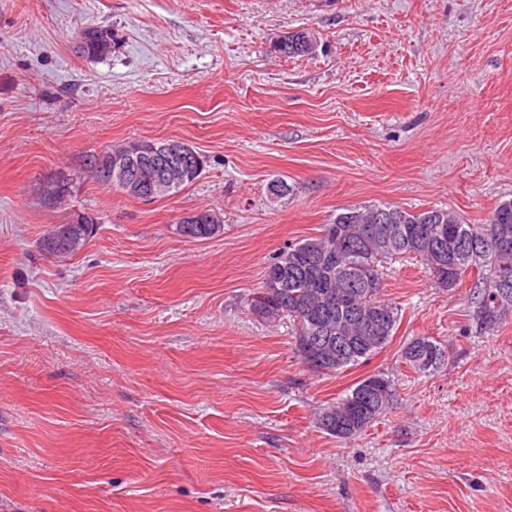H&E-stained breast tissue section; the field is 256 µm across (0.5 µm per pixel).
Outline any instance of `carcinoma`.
Segmentation results:
<instances>
[{
  "instance_id": "1",
  "label": "carcinoma",
  "mask_w": 512,
  "mask_h": 512,
  "mask_svg": "<svg viewBox=\"0 0 512 512\" xmlns=\"http://www.w3.org/2000/svg\"><path fill=\"white\" fill-rule=\"evenodd\" d=\"M298 32L283 35L286 46L278 53L303 56L307 51L294 44ZM512 229V200L495 207L483 224H469L446 209H427L412 213L388 203L359 205L342 212L322 225L320 234L292 244L283 250L266 272L262 285L250 295L253 310L264 318L284 315L295 323V350H306L307 337L323 341L331 336L327 326L343 321L349 306L378 308L384 314V328L366 343L345 339L341 362L327 360L316 372L338 373L359 365L381 352L393 340L400 324L401 308L381 298L384 269L394 258L413 255L428 269L435 287L451 291L466 276H475L470 289L473 322L489 326L502 322L512 313V295L496 301L494 285L500 272L512 273V251L500 253L489 247L470 251L474 238L492 240L502 225ZM444 227L447 247L460 252L453 269L438 267L441 260L427 244L433 227ZM68 236L53 246H44L48 255L63 259L74 255L92 236L93 225L67 224ZM221 229L218 224H181L179 232L190 239H207ZM429 354L430 364L416 358ZM401 361L418 374L435 373L448 365L447 346L431 336H415L400 350ZM386 398V416L398 401L397 384L388 373L379 371L356 382L336 401L321 408L317 421L330 435L350 441L365 432L372 423L363 417L370 405ZM343 422L345 433L336 432V420Z\"/></svg>"
}]
</instances>
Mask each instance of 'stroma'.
<instances>
[{
	"label": "stroma",
	"instance_id": "stroma-1",
	"mask_svg": "<svg viewBox=\"0 0 512 512\" xmlns=\"http://www.w3.org/2000/svg\"><path fill=\"white\" fill-rule=\"evenodd\" d=\"M93 28L105 58L76 49ZM300 29L313 54L275 52ZM132 140L205 167L152 201L85 177ZM510 199L512 0H0V512H512V319L477 327L470 283L391 262L392 342L327 375L249 302L343 208L480 224ZM199 211L220 231L182 236ZM81 213L85 247L43 252ZM414 336L447 368L402 364ZM381 370L397 408L348 442L319 428ZM416 353V356H415ZM433 357L427 366L416 361L422 354ZM401 361L418 374L428 375L435 373L448 365L449 351L447 346L431 336H415L407 340L400 350Z\"/></svg>",
	"mask_w": 512,
	"mask_h": 512
}]
</instances>
